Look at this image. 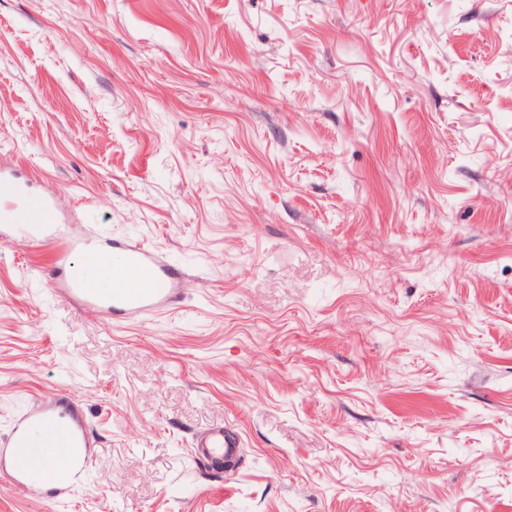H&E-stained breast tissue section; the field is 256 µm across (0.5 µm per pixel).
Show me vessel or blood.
Here are the masks:
<instances>
[{"mask_svg": "<svg viewBox=\"0 0 512 512\" xmlns=\"http://www.w3.org/2000/svg\"><path fill=\"white\" fill-rule=\"evenodd\" d=\"M56 204L48 198L33 199L23 182L0 173V222L33 224L37 237L47 235L55 218ZM86 260L112 259L123 271L111 291L96 288L92 279L70 271L73 252ZM68 270L57 278L59 293L93 307L112 319L145 321L173 310L179 300V268L152 247L132 240H116L111 251L87 248L80 240L62 243L56 259ZM93 442L82 410L67 396L29 406L0 440V474L12 487L48 503L66 497L87 478L92 463ZM196 458L204 463L233 469L241 453L237 435L216 427L197 434Z\"/></svg>", "mask_w": 512, "mask_h": 512, "instance_id": "b4317fda", "label": "vessel or blood"}]
</instances>
